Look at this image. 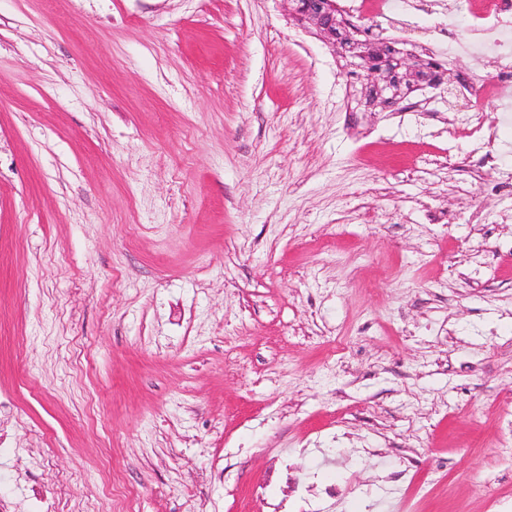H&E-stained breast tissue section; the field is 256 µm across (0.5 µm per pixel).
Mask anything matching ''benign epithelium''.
Wrapping results in <instances>:
<instances>
[{
	"mask_svg": "<svg viewBox=\"0 0 512 512\" xmlns=\"http://www.w3.org/2000/svg\"><path fill=\"white\" fill-rule=\"evenodd\" d=\"M294 20L314 28L322 39L334 47L346 67L358 72L360 96L356 106L365 112L399 106L411 92L444 83L446 72L438 78L415 65L416 56L394 48L389 57L379 56L380 45L364 41V29L345 17L337 0H290Z\"/></svg>",
	"mask_w": 512,
	"mask_h": 512,
	"instance_id": "benign-epithelium-1",
	"label": "benign epithelium"
}]
</instances>
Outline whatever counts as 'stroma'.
I'll use <instances>...</instances> for the list:
<instances>
[{
    "instance_id": "stroma-1",
    "label": "stroma",
    "mask_w": 512,
    "mask_h": 512,
    "mask_svg": "<svg viewBox=\"0 0 512 512\" xmlns=\"http://www.w3.org/2000/svg\"><path fill=\"white\" fill-rule=\"evenodd\" d=\"M442 62L370 114L287 0H0V512L512 506V122Z\"/></svg>"
}]
</instances>
